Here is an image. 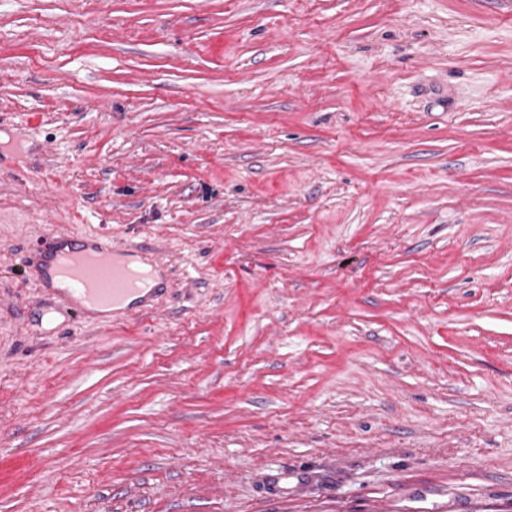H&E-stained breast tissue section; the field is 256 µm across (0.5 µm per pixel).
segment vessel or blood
Listing matches in <instances>:
<instances>
[{"instance_id":"vessel-or-blood-1","label":"vessel or blood","mask_w":512,"mask_h":512,"mask_svg":"<svg viewBox=\"0 0 512 512\" xmlns=\"http://www.w3.org/2000/svg\"><path fill=\"white\" fill-rule=\"evenodd\" d=\"M118 249L111 238L98 233L83 236L82 246L70 252H55L56 270L69 282L66 304L74 321H82L85 303L116 304L134 297V309L151 307L157 291L142 292L144 274L117 264Z\"/></svg>"}]
</instances>
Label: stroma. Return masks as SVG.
Instances as JSON below:
<instances>
[{
    "label": "stroma",
    "instance_id": "1",
    "mask_svg": "<svg viewBox=\"0 0 512 512\" xmlns=\"http://www.w3.org/2000/svg\"><path fill=\"white\" fill-rule=\"evenodd\" d=\"M0 512H512V0H0ZM80 240L83 242L80 249L61 252L56 248L51 252L56 260V271L68 280L70 288L66 280L56 276L53 269H49L51 288L60 292H67L69 288L70 296L66 299V304L74 321L81 322L85 316L82 302L97 303L87 305L90 315L94 317H112V311L123 310L128 305L126 311L143 310L153 305L163 289L155 288L160 285L161 277L157 271H152V267L155 270L163 267L160 259L156 258V263L151 267L137 256L120 257L132 267L130 268L116 263V254L123 250L117 249L112 238L103 234L88 233ZM133 268L152 274L142 284V288L145 289L141 294L117 304L142 291L141 282L145 274ZM103 278L110 281V288H102ZM150 288L153 289L150 291ZM111 303L110 306H102ZM115 304L117 305L114 306Z\"/></svg>",
    "mask_w": 512,
    "mask_h": 512
}]
</instances>
